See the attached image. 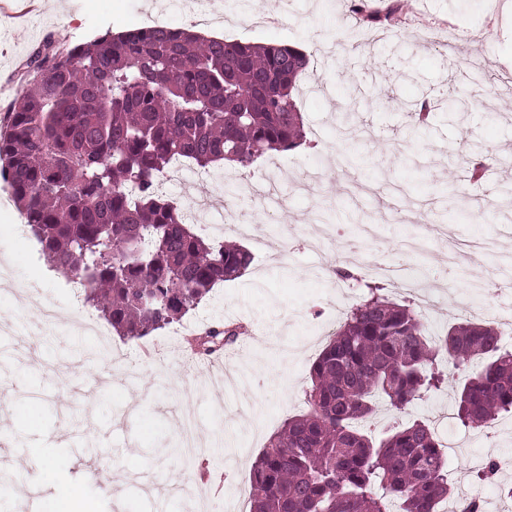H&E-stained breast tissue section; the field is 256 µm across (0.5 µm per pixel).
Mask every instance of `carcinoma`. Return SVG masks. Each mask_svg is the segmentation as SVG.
<instances>
[{
	"mask_svg": "<svg viewBox=\"0 0 512 512\" xmlns=\"http://www.w3.org/2000/svg\"><path fill=\"white\" fill-rule=\"evenodd\" d=\"M350 4L358 19L390 22ZM306 52L204 37L186 29L107 30L74 45L43 40L29 56L31 89L0 126V187L49 264L119 335L143 339L180 321L213 288L243 275L251 253L211 240L155 192L177 159L242 169L306 141L298 108ZM368 297L310 368L308 410L274 434L251 472L250 512H438L453 494L441 442L413 421L374 440L355 426L377 401L402 411L464 371L455 418L479 429L512 413V349L497 327L464 321L428 335L411 306L365 284ZM240 332L216 324L193 338L210 356Z\"/></svg>",
	"mask_w": 512,
	"mask_h": 512,
	"instance_id": "1",
	"label": "carcinoma"
}]
</instances>
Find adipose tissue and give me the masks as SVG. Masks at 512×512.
<instances>
[{
    "label": "adipose tissue",
    "mask_w": 512,
    "mask_h": 512,
    "mask_svg": "<svg viewBox=\"0 0 512 512\" xmlns=\"http://www.w3.org/2000/svg\"><path fill=\"white\" fill-rule=\"evenodd\" d=\"M73 465V459H51L41 449H30L21 466L25 475L21 489L26 492L50 481L54 484V492L42 502L41 512H94L93 507L82 498L79 487L60 478L61 473L67 472Z\"/></svg>",
    "instance_id": "adipose-tissue-1"
}]
</instances>
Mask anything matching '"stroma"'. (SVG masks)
Masks as SVG:
<instances>
[{
  "instance_id": "obj_1",
  "label": "stroma",
  "mask_w": 512,
  "mask_h": 512,
  "mask_svg": "<svg viewBox=\"0 0 512 512\" xmlns=\"http://www.w3.org/2000/svg\"><path fill=\"white\" fill-rule=\"evenodd\" d=\"M350 0H210L228 18L227 36L300 48L312 57L309 79L334 90L333 101L313 92L299 99L310 143L286 152L289 160L319 168L311 192L290 196L276 224H267L241 196L227 168L224 182L195 181V198L223 194L245 224L262 232L287 230L315 219L336 227L320 250L296 248L284 262L266 261L255 239L243 244L254 266L242 277L218 285L187 317V323H236L246 335L222 353L227 366L244 373L251 405L237 407L236 394L220 392L210 359L194 354L184 325L157 331L158 351L145 354L142 341L107 336L108 352L95 351L96 339L74 328L83 302H72L67 280L52 271L31 234L21 228L11 198L0 199V474L14 476L16 447L51 448L75 458L69 477L97 512H198L199 500L240 512L248 502L252 464L288 417L306 409L310 367L329 340L326 321L341 325L348 310L330 281L312 276L320 264L340 267L347 244L369 222L380 224L389 251L416 225H447L461 244L492 238L512 253V0H413L398 25L374 40L350 17ZM195 0H0V115L27 83L22 66L46 36L63 44L81 42L112 30L142 27L156 18L172 27H191ZM256 12L282 13L276 27L255 30L247 19ZM455 101L450 111L433 113L429 127L415 132L408 110L434 96ZM349 110L367 125L369 140L347 145L336 131V116ZM353 153L365 182L380 194L353 198L348 185L328 168L329 155ZM480 162L492 169L480 188L468 182ZM400 206L408 221L389 222L386 210ZM480 259L445 275L441 265L432 281L452 278V292L429 308L424 323L441 333L461 317L455 306L480 269ZM54 304L56 326L24 341L16 331L17 313L40 319L38 303ZM458 376L429 398L398 414L380 407L365 423L381 436L399 422H431L454 410ZM40 400L37 427L21 425L29 396ZM197 416L208 445L198 463L208 470L199 480L179 448L178 419ZM499 441L487 449L474 431L457 428L464 447L449 468L466 472L472 457L512 453V414L496 420ZM105 469L118 484V498L103 494L92 471Z\"/></svg>"
}]
</instances>
